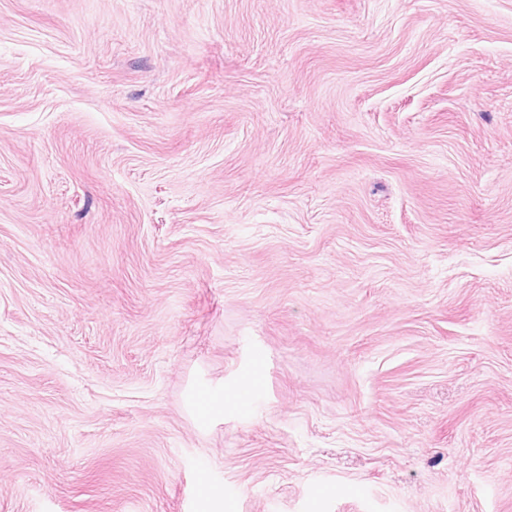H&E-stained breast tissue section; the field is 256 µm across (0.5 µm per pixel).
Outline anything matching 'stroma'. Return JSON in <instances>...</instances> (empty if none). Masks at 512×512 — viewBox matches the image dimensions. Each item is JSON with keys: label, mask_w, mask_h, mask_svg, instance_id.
<instances>
[{"label": "stroma", "mask_w": 512, "mask_h": 512, "mask_svg": "<svg viewBox=\"0 0 512 512\" xmlns=\"http://www.w3.org/2000/svg\"><path fill=\"white\" fill-rule=\"evenodd\" d=\"M0 512H512V0H0Z\"/></svg>", "instance_id": "1"}]
</instances>
